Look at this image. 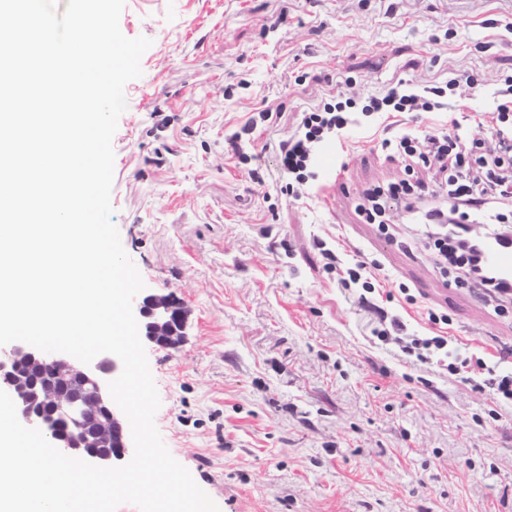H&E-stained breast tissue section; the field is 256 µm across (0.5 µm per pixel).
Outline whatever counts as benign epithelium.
<instances>
[{
    "mask_svg": "<svg viewBox=\"0 0 512 512\" xmlns=\"http://www.w3.org/2000/svg\"><path fill=\"white\" fill-rule=\"evenodd\" d=\"M141 340L176 350L185 337L187 311L171 294L136 297ZM28 362L48 372L41 384L31 381ZM119 370L118 357L94 364L45 353L17 342L0 353V388L13 399L20 422L38 428L63 453L89 463L120 466L130 452V431L105 385L104 376Z\"/></svg>",
    "mask_w": 512,
    "mask_h": 512,
    "instance_id": "obj_1",
    "label": "benign epithelium"
}]
</instances>
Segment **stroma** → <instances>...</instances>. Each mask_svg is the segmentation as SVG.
<instances>
[{"label":"stroma","instance_id":"obj_1","mask_svg":"<svg viewBox=\"0 0 512 512\" xmlns=\"http://www.w3.org/2000/svg\"><path fill=\"white\" fill-rule=\"evenodd\" d=\"M119 26L152 45L124 88L111 220L145 293L189 310L178 351L146 349L171 455L220 512H512V403L373 335L385 316L426 335L432 310L450 349L512 363V302L460 282L402 212L386 237L360 213L411 174L383 139L492 135L512 0H125ZM470 75L443 111L359 117L288 193L276 148L300 112ZM261 111L246 166L224 135ZM319 240L379 265L386 294L343 287Z\"/></svg>","mask_w":512,"mask_h":512}]
</instances>
